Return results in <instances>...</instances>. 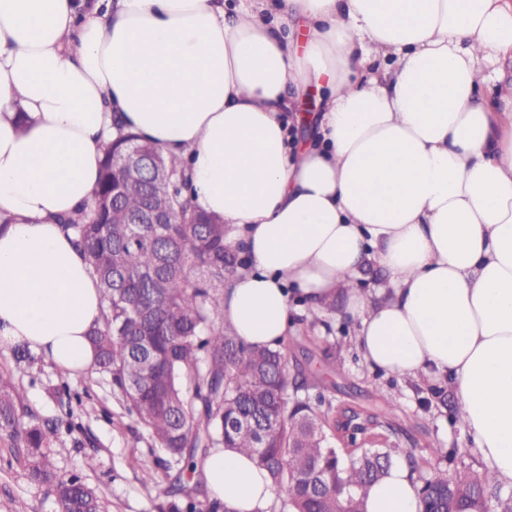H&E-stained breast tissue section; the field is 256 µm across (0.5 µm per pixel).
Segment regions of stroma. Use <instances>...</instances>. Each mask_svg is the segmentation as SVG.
<instances>
[{"label": "stroma", "instance_id": "1", "mask_svg": "<svg viewBox=\"0 0 512 512\" xmlns=\"http://www.w3.org/2000/svg\"><path fill=\"white\" fill-rule=\"evenodd\" d=\"M356 322L336 303L322 311L296 302L290 308L288 334L280 344L290 377L303 381L301 398L324 396L332 405L325 429L332 445L342 446L333 422L357 412L368 419L376 437L396 451L395 460L415 459L418 476L457 477L485 471L487 465L473 441L455 423V393L448 381H420L373 370L356 343ZM0 373L11 375L22 392L20 414L37 420L73 419L82 431L51 441L50 457L58 474L80 475L96 489L104 512H152L158 486L143 485L141 472L163 451L147 430L129 415L111 375L92 367L72 380L82 391L81 404L68 405L55 396L62 382L55 364L44 354L21 360L16 348L0 349ZM94 467H87V456ZM27 512H59L57 497L31 481L17 438L0 432V512L15 503Z\"/></svg>", "mask_w": 512, "mask_h": 512}]
</instances>
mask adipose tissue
<instances>
[{"label": "adipose tissue", "instance_id": "obj_1", "mask_svg": "<svg viewBox=\"0 0 512 512\" xmlns=\"http://www.w3.org/2000/svg\"><path fill=\"white\" fill-rule=\"evenodd\" d=\"M509 61L512 0H0V348L72 378L94 364L101 293L59 219L121 128L180 158L194 208L241 247L224 320L243 342L278 347L292 302L342 297L370 367L449 379L512 482ZM313 92L303 138L284 114ZM368 262L393 286L377 302ZM199 467L230 512H269L251 458ZM367 505L421 512L408 469Z\"/></svg>", "mask_w": 512, "mask_h": 512}]
</instances>
